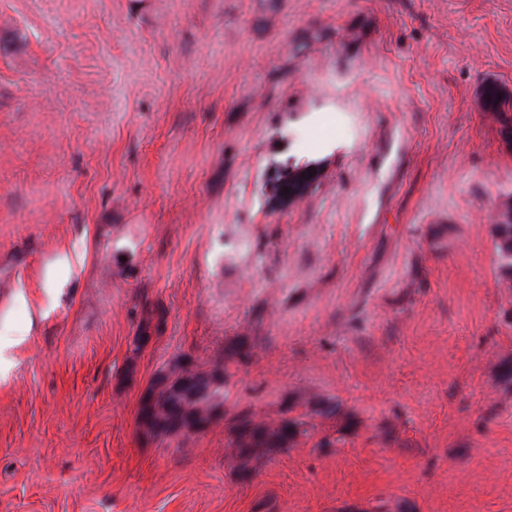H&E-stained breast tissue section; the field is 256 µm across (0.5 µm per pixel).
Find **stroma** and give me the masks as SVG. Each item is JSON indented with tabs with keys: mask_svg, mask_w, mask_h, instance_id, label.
I'll return each mask as SVG.
<instances>
[{
	"mask_svg": "<svg viewBox=\"0 0 512 512\" xmlns=\"http://www.w3.org/2000/svg\"><path fill=\"white\" fill-rule=\"evenodd\" d=\"M489 84L512 0H0V512H512ZM242 410L313 430L244 478ZM308 169L316 170V174H310ZM307 175V178H303ZM319 177V169L315 166H305L298 169L291 170L279 183L278 194L284 200L293 202L294 200L305 195L312 186L316 183ZM288 187V191H283V188ZM172 380H165L164 385L169 389L193 397H209L216 387V379L208 376L206 380L190 376L182 377L171 386ZM168 387L158 383L147 390L141 407V417H151L157 421L165 422L169 411L178 402V398Z\"/></svg>",
	"mask_w": 512,
	"mask_h": 512,
	"instance_id": "1",
	"label": "stroma"
}]
</instances>
